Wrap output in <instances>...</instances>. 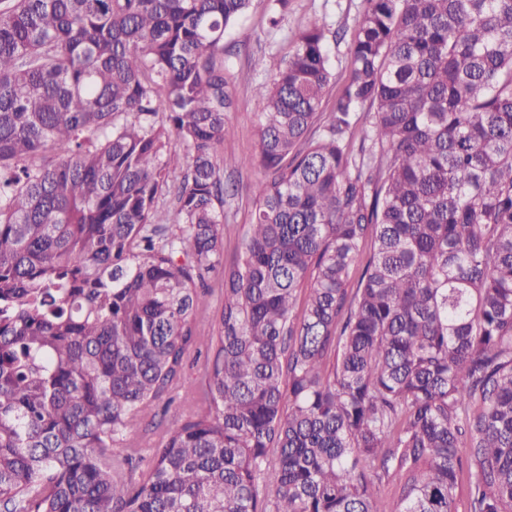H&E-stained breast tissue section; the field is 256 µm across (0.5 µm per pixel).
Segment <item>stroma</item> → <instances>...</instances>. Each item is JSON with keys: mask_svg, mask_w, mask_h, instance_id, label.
I'll list each match as a JSON object with an SVG mask.
<instances>
[{"mask_svg": "<svg viewBox=\"0 0 512 512\" xmlns=\"http://www.w3.org/2000/svg\"><path fill=\"white\" fill-rule=\"evenodd\" d=\"M268 0H254L247 14L224 37V60L234 76L235 106L226 117L228 133L219 153L224 157H249L256 153L255 124L263 104L252 89L263 82L270 68L287 61L292 51L288 33L314 19H326L334 27L353 32L365 9V0H291L281 30L267 27ZM257 168L224 171L223 262L232 264L239 252L253 207V187L261 178ZM203 357L190 356L186 374L189 385L160 402L133 435L143 447H151L159 429L180 423L195 408L192 390L201 389Z\"/></svg>", "mask_w": 512, "mask_h": 512, "instance_id": "35a3bbf8", "label": "stroma"}]
</instances>
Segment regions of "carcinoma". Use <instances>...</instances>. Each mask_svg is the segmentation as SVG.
Segmentation results:
<instances>
[{"label":"carcinoma","mask_w":512,"mask_h":512,"mask_svg":"<svg viewBox=\"0 0 512 512\" xmlns=\"http://www.w3.org/2000/svg\"><path fill=\"white\" fill-rule=\"evenodd\" d=\"M251 2L0 0V512H512V0H367L327 111L336 31L292 32L228 159ZM259 168L224 169V234L223 269L210 274L207 284L212 291L208 297L207 315L214 319L220 312L219 288L224 280V265L232 264L239 252L253 207V187L262 177ZM171 397L170 402H160L142 425L132 432V436L141 442L143 448H151L159 431L180 423L186 415L195 409L187 384L185 388L179 389ZM155 424H160V426L156 428Z\"/></svg>","instance_id":"carcinoma-1"}]
</instances>
